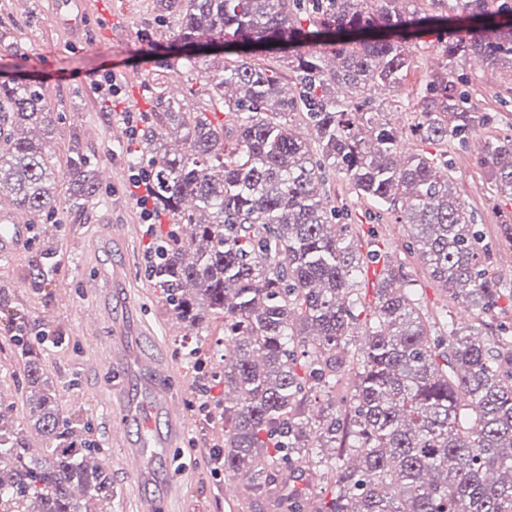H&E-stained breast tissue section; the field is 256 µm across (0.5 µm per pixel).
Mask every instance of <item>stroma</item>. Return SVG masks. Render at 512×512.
I'll use <instances>...</instances> for the list:
<instances>
[{"label":"stroma","instance_id":"35a3bbf8","mask_svg":"<svg viewBox=\"0 0 512 512\" xmlns=\"http://www.w3.org/2000/svg\"><path fill=\"white\" fill-rule=\"evenodd\" d=\"M111 17L124 31L107 36L101 19ZM176 29L173 17L158 16L156 0H88L84 10H76L70 0H0V73L32 77L41 82L52 110L58 118L52 145L58 159H65L72 140H80L90 151L97 166L111 165V184L100 185L99 203L82 213L59 209L47 218L46 235L54 241L58 271L45 293L31 294L25 266L35 254L38 238H31L17 257L0 261V288L13 301L24 303L29 314L32 335L49 334L57 344L49 346L46 369L58 384V398L64 409L82 414L90 422L89 437L101 448L105 465L112 475V500L100 503L101 512H137L145 486L125 476L120 468L124 452L112 441V419L131 378L144 359H164L173 369L174 396L183 402L190 421L180 443L175 484L188 490L183 512H287L283 499L289 485L316 494L314 476L280 474L269 494L250 498L241 494L236 506H229L222 493L232 473L210 472L205 451L213 445L210 417L220 412L224 400L223 385L203 388L201 373L213 371L218 360L216 341L224 335L220 325H210L198 371L188 370L183 357L194 345V336L186 327H177L167 337L163 323L172 313L147 275L149 239L144 218L124 187L134 169L147 167L149 155L139 143L127 138L117 120L121 112L154 114L157 106L149 96L151 87L169 89L180 82L189 107L207 103L204 76L211 61L201 58L194 70L173 71L168 65L175 52L170 44ZM437 33L431 32L412 46L413 64L403 80L402 89L379 84L373 94L382 109V119L397 128L402 138L403 155L431 154L444 157L453 177L456 192L474 214L478 229L491 249V267L500 278L503 295L494 314L482 327L483 339L495 340L500 325H512V242L499 239V227L512 224V200L495 193L479 166V151L472 145L449 140L428 144L411 136L410 128L419 115L409 104L410 95L423 89L428 76L442 56ZM462 91L471 110L488 113L489 125L475 135L476 142L512 136V76L486 66L474 69L471 60H463ZM144 74L141 89H133L126 79L132 72ZM115 74L119 94L113 102L98 99L94 85L107 74ZM332 205L340 211L344 224L360 225L364 250L388 254L402 265L409 279L408 288L425 317L443 313L449 324L460 328L474 321V308L450 299L429 278L420 261L409 254L407 225L394 216L378 217L373 205L356 197L346 179L329 181ZM128 229L124 241L114 246L111 255L91 260L87 243L100 218ZM121 259L130 276L121 288L111 293L112 314L105 319L100 340L84 336L80 315L85 305L95 300L100 290L93 279L97 265ZM135 325V354L128 368L115 370L100 361V342L112 337L115 322ZM5 319L0 318V399L13 404L17 423H25L21 377L15 366L13 347L5 338Z\"/></svg>","mask_w":512,"mask_h":512}]
</instances>
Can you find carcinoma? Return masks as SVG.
<instances>
[{"instance_id": "carcinoma-1", "label": "carcinoma", "mask_w": 512, "mask_h": 512, "mask_svg": "<svg viewBox=\"0 0 512 512\" xmlns=\"http://www.w3.org/2000/svg\"><path fill=\"white\" fill-rule=\"evenodd\" d=\"M177 19L186 45L224 41L237 60L206 75L211 106L232 127L191 111L159 88L156 124L140 131L151 148L157 209L174 218L154 243L149 265L175 319L192 330L224 323L234 355L216 364L224 381L220 447L224 470L244 477L254 497L275 474L317 470L312 512H512V349L492 351L478 325L448 329V350L383 267L378 301L361 347L348 346L358 315L352 299L365 262L359 232L336 229L329 175H343L381 211L399 213L408 248L454 300L486 314L501 297L490 249L454 191L448 162L398 152L400 135L380 119L377 81L398 88L411 65L412 38L435 19L413 0H156ZM455 24L441 44L442 68L418 96L411 135L465 142L491 117L456 92L452 67L480 57L512 72V0H451ZM328 51L313 45L323 37ZM274 51L279 72L253 55ZM347 96L340 99L336 89ZM305 125L312 137L293 131ZM0 197L35 217L64 206L82 211L99 197L95 162L74 145L65 168L51 152L56 120L41 84L0 81ZM180 134L170 149L163 132ZM481 165L498 196L512 199V140L486 142ZM69 182L67 197L58 181ZM56 272L43 247L27 280L40 290ZM11 341L27 385V426L44 437L46 458L28 456L13 406L0 402V512H96L112 498V478L89 466L101 452L89 423L63 410L45 365L47 337L28 343L23 306L9 307ZM354 388L337 390L348 367ZM322 397L319 410H309ZM359 457L343 462V449ZM307 493L288 489V512H307Z\"/></svg>"}]
</instances>
